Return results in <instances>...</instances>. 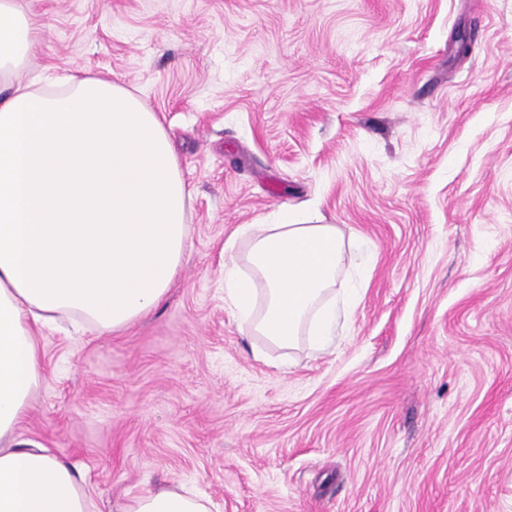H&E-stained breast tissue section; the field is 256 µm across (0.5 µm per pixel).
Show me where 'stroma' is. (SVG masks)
I'll return each instance as SVG.
<instances>
[{
  "instance_id": "1",
  "label": "stroma",
  "mask_w": 512,
  "mask_h": 512,
  "mask_svg": "<svg viewBox=\"0 0 512 512\" xmlns=\"http://www.w3.org/2000/svg\"><path fill=\"white\" fill-rule=\"evenodd\" d=\"M26 3L22 79L81 67L161 117L192 246L130 328L43 331L20 447L104 512L161 486L211 512H512V0ZM287 210L355 245L323 351L225 298L238 226Z\"/></svg>"
}]
</instances>
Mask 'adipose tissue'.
<instances>
[{
    "instance_id": "1",
    "label": "adipose tissue",
    "mask_w": 512,
    "mask_h": 512,
    "mask_svg": "<svg viewBox=\"0 0 512 512\" xmlns=\"http://www.w3.org/2000/svg\"><path fill=\"white\" fill-rule=\"evenodd\" d=\"M43 24L0 0V512H97L95 491L45 448L13 441L44 380L37 336L67 320L99 336L156 309L191 246V193L159 116L122 86L74 73L55 92L15 76ZM244 262L224 268L240 320L282 348L336 334V279L349 255L336 225L283 212L244 224ZM118 512H208L160 487Z\"/></svg>"
}]
</instances>
